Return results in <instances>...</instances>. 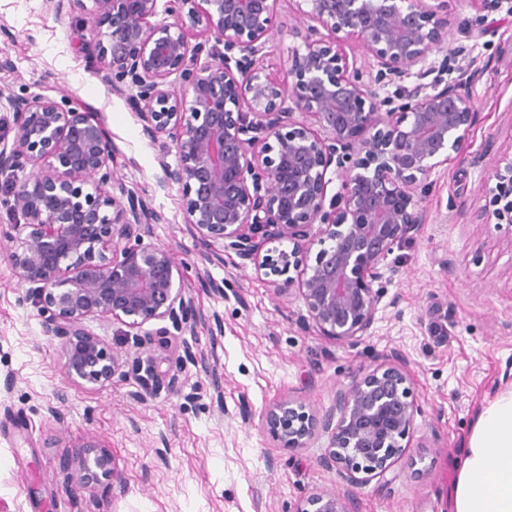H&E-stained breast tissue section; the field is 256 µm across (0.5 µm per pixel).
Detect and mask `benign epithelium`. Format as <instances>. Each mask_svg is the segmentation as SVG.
I'll list each match as a JSON object with an SVG mask.
<instances>
[{
    "label": "benign epithelium",
    "mask_w": 512,
    "mask_h": 512,
    "mask_svg": "<svg viewBox=\"0 0 512 512\" xmlns=\"http://www.w3.org/2000/svg\"><path fill=\"white\" fill-rule=\"evenodd\" d=\"M93 2L96 58L112 90L127 94L145 135L174 142L176 167L160 166L164 179L182 186L186 223L249 260L269 238L288 239L291 252L270 273L298 284L321 335H364L388 255L419 231L427 179L472 124L462 86L475 71L448 57L421 66L447 42L448 16L428 0H297L295 34L304 49L292 51L280 82L255 65L280 31L276 0H165L171 23L152 22L160 0ZM348 40L377 59L367 82L349 66ZM12 106L17 132L10 151L0 150V173L29 170L23 182L0 187L17 218L12 274L31 286L52 332L67 339L68 374L105 381L115 358L84 332L85 318L110 316L130 328L167 318L178 327L191 303L174 287L168 251L131 242L146 210L125 190H108L112 145L103 120L89 107L36 97ZM295 110L328 138L292 122ZM332 165L341 188L329 198ZM491 179L496 208L487 219L512 226V154L500 157ZM87 184L93 192H84ZM315 243V264L302 265L301 251ZM298 267L295 280L289 272ZM407 381L402 366L385 363L340 394L339 419L323 422L332 431L326 466L344 469L357 485L404 454L416 411ZM265 422L290 448L304 447L318 426L288 402ZM83 447L91 449L82 462L85 487L115 477L107 450L93 439ZM298 512L349 510L340 495L323 492Z\"/></svg>",
    "instance_id": "1"
}]
</instances>
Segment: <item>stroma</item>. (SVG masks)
Segmentation results:
<instances>
[{"instance_id":"stroma-1","label":"stroma","mask_w":512,"mask_h":512,"mask_svg":"<svg viewBox=\"0 0 512 512\" xmlns=\"http://www.w3.org/2000/svg\"><path fill=\"white\" fill-rule=\"evenodd\" d=\"M430 3L451 25L432 60L460 53L479 71L467 88L473 124L430 174L418 234L389 255L372 326L338 342L320 335L297 290L275 293L257 262L186 223L182 188L159 166L176 164L172 140L144 135L99 70L93 0L60 11L53 0H0V149L16 133L11 98L91 107L112 140L116 181L162 216L138 226L141 242L168 250L193 309L177 328L85 318L117 363L104 382L72 380L64 337L12 274L15 219L0 205V512H296L326 491L349 497L351 512H449L477 413L512 386V228L482 221L495 207L492 168L512 151V12ZM276 8L282 27L263 64L283 78L302 41L296 0ZM386 362L403 365L417 412L405 454L383 476L350 485L323 463L330 433L290 448L264 425L283 400L319 420L335 414L339 393ZM90 437L120 484L80 486Z\"/></svg>"}]
</instances>
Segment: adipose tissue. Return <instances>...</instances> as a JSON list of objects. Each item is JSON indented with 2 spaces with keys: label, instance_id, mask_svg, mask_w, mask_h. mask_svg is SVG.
Here are the masks:
<instances>
[{
  "label": "adipose tissue",
  "instance_id": "adipose-tissue-1",
  "mask_svg": "<svg viewBox=\"0 0 512 512\" xmlns=\"http://www.w3.org/2000/svg\"><path fill=\"white\" fill-rule=\"evenodd\" d=\"M448 502L450 512H512V388L479 411Z\"/></svg>",
  "mask_w": 512,
  "mask_h": 512
}]
</instances>
